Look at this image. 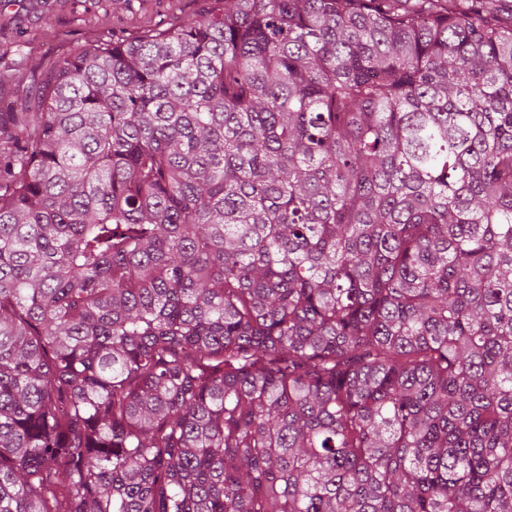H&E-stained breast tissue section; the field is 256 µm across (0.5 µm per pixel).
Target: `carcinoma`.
<instances>
[{"mask_svg": "<svg viewBox=\"0 0 512 512\" xmlns=\"http://www.w3.org/2000/svg\"><path fill=\"white\" fill-rule=\"evenodd\" d=\"M0 113V512H512V0H215Z\"/></svg>", "mask_w": 512, "mask_h": 512, "instance_id": "carcinoma-1", "label": "carcinoma"}]
</instances>
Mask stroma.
Wrapping results in <instances>:
<instances>
[{"instance_id": "35a3bbf8", "label": "stroma", "mask_w": 512, "mask_h": 512, "mask_svg": "<svg viewBox=\"0 0 512 512\" xmlns=\"http://www.w3.org/2000/svg\"><path fill=\"white\" fill-rule=\"evenodd\" d=\"M215 0H0V110L13 111L35 91L42 62L96 37L126 40L154 24L209 11Z\"/></svg>"}]
</instances>
